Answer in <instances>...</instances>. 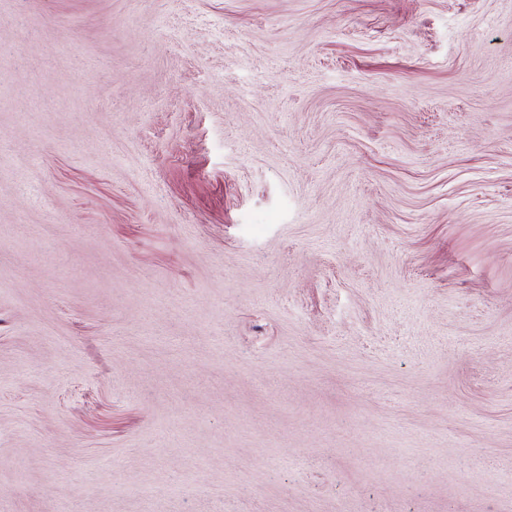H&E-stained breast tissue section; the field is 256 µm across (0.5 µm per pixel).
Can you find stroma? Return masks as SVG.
Listing matches in <instances>:
<instances>
[{
    "instance_id": "1",
    "label": "stroma",
    "mask_w": 512,
    "mask_h": 512,
    "mask_svg": "<svg viewBox=\"0 0 512 512\" xmlns=\"http://www.w3.org/2000/svg\"><path fill=\"white\" fill-rule=\"evenodd\" d=\"M512 512V0H0V512Z\"/></svg>"
}]
</instances>
